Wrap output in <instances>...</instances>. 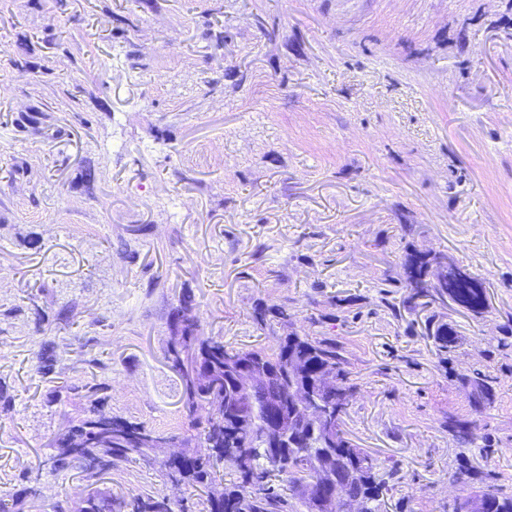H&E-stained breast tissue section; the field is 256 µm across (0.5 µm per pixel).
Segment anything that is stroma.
Listing matches in <instances>:
<instances>
[{"mask_svg": "<svg viewBox=\"0 0 512 512\" xmlns=\"http://www.w3.org/2000/svg\"><path fill=\"white\" fill-rule=\"evenodd\" d=\"M409 249L476 277L486 311L410 307ZM187 293L235 347L335 342L382 512L512 493V0H0V494L85 493L39 466L80 405L64 386L189 434L166 359ZM261 301L288 325L260 329ZM99 487L203 509L155 464ZM434 319L435 316H430L428 335L432 338L433 343L439 352H448V348H451L455 342L454 331L448 326V324L437 323Z\"/></svg>", "mask_w": 512, "mask_h": 512, "instance_id": "obj_1", "label": "stroma"}]
</instances>
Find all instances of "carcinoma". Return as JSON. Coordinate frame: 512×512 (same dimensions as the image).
<instances>
[{
	"mask_svg": "<svg viewBox=\"0 0 512 512\" xmlns=\"http://www.w3.org/2000/svg\"><path fill=\"white\" fill-rule=\"evenodd\" d=\"M442 255L411 250L402 262L403 281L410 289L409 300L423 309L434 303L450 300L475 314L487 309L484 289L472 278L454 288L434 284ZM189 298L173 312V336L167 348L171 367L182 379L184 392L182 409L186 419L199 429L197 447L189 455L171 457L160 463L162 476L173 484L196 492L205 504L206 512H315L318 505L309 500L307 491L324 479L323 456H334V471L343 484L342 494L359 501L362 512H379L381 498L388 491L386 482L376 473L374 460L361 448L353 446L344 436L340 425L331 428L332 440L316 428L300 437L295 444L285 446L286 455L279 470H271L265 462L261 435H237L234 419L246 412L256 428H261L265 393L256 397L253 407L241 406L235 397V377L231 364L239 361L262 360L273 368L282 367L285 351L301 354L310 365V386L316 375L326 369L336 373L335 391L320 394L330 413L341 421L348 405L350 386L336 345L309 336L290 334L280 339L277 349L268 353L257 348H235L221 339L200 332L193 318L186 314ZM255 317L261 322L272 319L288 323V309L277 305L259 304ZM429 336L436 349L448 351L455 334L446 323L435 322L430 316ZM292 379L279 375L270 386L284 408H289ZM103 383H89L73 389L85 401L82 412L67 418L65 431L52 446V452L41 465L52 472L77 468L89 485H94L112 468L122 462L151 463L154 441L175 442L179 436L148 429L112 415L107 410ZM229 469L230 483L217 487L220 468ZM482 512H512V495L496 489L480 491ZM173 512L164 496L131 495L118 502L99 489H91L74 505L73 512Z\"/></svg>",
	"mask_w": 512,
	"mask_h": 512,
	"instance_id": "cac0c4a2",
	"label": "carcinoma"
}]
</instances>
